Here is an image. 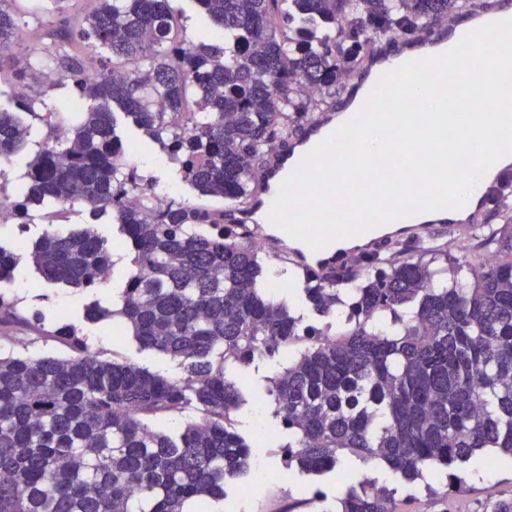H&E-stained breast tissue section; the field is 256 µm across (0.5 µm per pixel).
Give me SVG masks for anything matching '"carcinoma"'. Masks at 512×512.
Segmentation results:
<instances>
[{
  "label": "carcinoma",
  "mask_w": 512,
  "mask_h": 512,
  "mask_svg": "<svg viewBox=\"0 0 512 512\" xmlns=\"http://www.w3.org/2000/svg\"><path fill=\"white\" fill-rule=\"evenodd\" d=\"M65 30L81 52L56 58L76 97L69 134L58 113L26 164L14 198L30 209L112 210L132 254L120 307H86L117 321L139 347L177 359L170 379L103 360L71 327L53 337L66 357L0 356V512H207L224 480L250 472L251 445L230 422L244 404L227 368L294 346L299 355L266 396L288 430V467L323 475L353 455L407 481L493 449L512 459V257L437 287V271L396 243L357 285L349 268L304 274L312 309L336 319L305 325L255 287L262 267L244 224H224L213 199L243 205L274 142L335 103L375 38L414 35L462 0H195L221 44L183 36L171 0H92ZM0 0V67L13 59L17 15ZM119 107L198 192L159 204L152 182L123 162ZM31 127L0 111V157L30 144ZM42 280L97 285L111 267L94 229L49 228L31 249ZM17 254L0 246V281ZM195 402L202 416L175 436L157 415ZM391 492L362 481L338 512H394Z\"/></svg>",
  "instance_id": "carcinoma-1"
}]
</instances>
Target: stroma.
I'll use <instances>...</instances> for the list:
<instances>
[{
  "label": "stroma",
  "mask_w": 512,
  "mask_h": 512,
  "mask_svg": "<svg viewBox=\"0 0 512 512\" xmlns=\"http://www.w3.org/2000/svg\"><path fill=\"white\" fill-rule=\"evenodd\" d=\"M14 11L26 26L38 28L41 41L38 59L33 64L34 78L28 82V94L44 100L47 111L54 112L68 96L65 87L46 89L41 71L52 62L57 41L53 29L58 17L51 0H14ZM116 133L126 146L135 148L142 161L144 175L156 186L174 189L181 198L193 199L194 193L184 182L177 167L163 163L158 144L152 142L136 128L123 113H116ZM485 227L481 230H458L439 236L440 244L458 262L459 281L472 279V271L480 263L481 242L491 235L508 237L512 225L505 216L494 211L486 213ZM64 226H88L105 239L111 249L114 263L108 281L91 290L49 284L36 272L27 254H20L11 280L0 283V293L17 299V312L25 318L40 317L46 329L38 334L25 326L0 332V353L63 356L68 352L65 344L50 333L64 325L73 326L83 336L91 351L101 358L132 363L168 378H179L183 368L179 361L155 351L140 349L133 337L114 335L108 322H92L85 317V308L93 301L111 306L118 300L129 277L131 266L126 238L119 224L110 215L91 218L88 211L76 206L67 209ZM262 275L282 281L291 288L290 297L297 303V316L303 324L324 326L323 317L314 313L305 302L300 286L302 272L286 264L276 251L260 254ZM288 351L268 356L258 355L245 366L229 367L227 375L241 385L245 403L233 414L238 432L252 445L251 468L256 476L269 480L264 490H257L252 479H241L227 487L223 501L211 503L209 512H283L288 504H298V512H336L338 498L344 490L370 478L376 485L394 492L396 512H487L488 504L512 498V465L480 460L478 466H465L462 488L449 487L447 472L426 473L423 479L409 483L394 475L383 463H364L349 457L341 464L340 473H327L317 477L301 474L286 466L285 444L288 434L280 426L274 403L267 399L266 389L272 378L288 364Z\"/></svg>",
  "instance_id": "stroma-1"
}]
</instances>
